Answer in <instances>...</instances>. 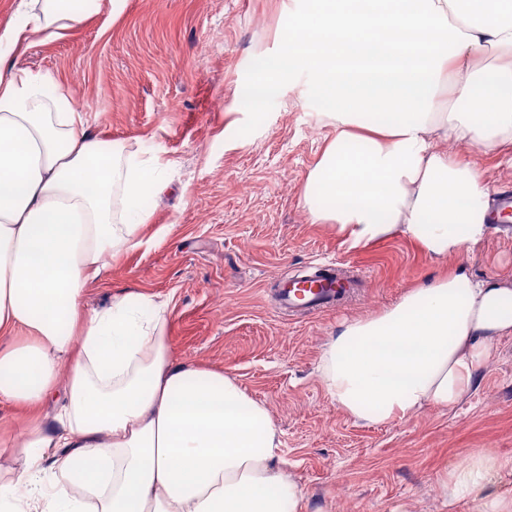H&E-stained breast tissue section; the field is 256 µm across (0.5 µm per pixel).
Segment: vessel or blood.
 Returning <instances> with one entry per match:
<instances>
[{"label":"vessel or blood","instance_id":"vessel-or-blood-1","mask_svg":"<svg viewBox=\"0 0 512 512\" xmlns=\"http://www.w3.org/2000/svg\"><path fill=\"white\" fill-rule=\"evenodd\" d=\"M351 288L350 281L336 276L308 282L291 279L280 289L278 303L292 313L321 312L341 301Z\"/></svg>","mask_w":512,"mask_h":512}]
</instances>
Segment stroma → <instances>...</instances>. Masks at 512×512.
I'll return each mask as SVG.
<instances>
[{
    "instance_id": "35a3bbf8",
    "label": "stroma",
    "mask_w": 512,
    "mask_h": 512,
    "mask_svg": "<svg viewBox=\"0 0 512 512\" xmlns=\"http://www.w3.org/2000/svg\"><path fill=\"white\" fill-rule=\"evenodd\" d=\"M51 43L34 42L19 66L65 79L92 135L167 162L168 192L145 200L138 247L104 255L105 276L86 305L115 295L169 300L175 361L228 370L264 404L282 459L302 489L299 512H448L439 484L467 452L512 456V336L496 341L473 389L452 409L356 422L325 391V342L344 322L397 303L411 288L463 264L476 277L512 276V233L474 252L429 259L402 237L347 250L312 223L302 188L331 127L287 91L242 137L239 84L280 46L292 0H111ZM494 187H512L505 154L447 143ZM332 265L354 283L345 304L289 316L276 307L284 278Z\"/></svg>"
}]
</instances>
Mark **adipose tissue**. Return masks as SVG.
<instances>
[{"instance_id": "ef3b65f1", "label": "adipose tissue", "mask_w": 512, "mask_h": 512, "mask_svg": "<svg viewBox=\"0 0 512 512\" xmlns=\"http://www.w3.org/2000/svg\"><path fill=\"white\" fill-rule=\"evenodd\" d=\"M98 0H20L0 27V405L23 440L0 462V512H297L303 492L278 466L264 405L236 378L176 362L168 301L129 293L84 306L102 256L136 242L144 200L168 187L149 151L92 137L63 82L18 67L33 41L64 38ZM443 33L432 45L379 44L389 32ZM497 62L449 84L478 50ZM300 79L302 106L336 134L302 189L312 223L360 250L395 236L434 260L492 235L482 171L436 140L512 149V0H304L280 53L237 97L253 124ZM512 335V280L464 266L353 320L327 342L321 381L371 425L454 407L493 341ZM55 404L53 417L42 416ZM512 456L478 450L441 482L449 508L512 512L497 479Z\"/></svg>"}]
</instances>
